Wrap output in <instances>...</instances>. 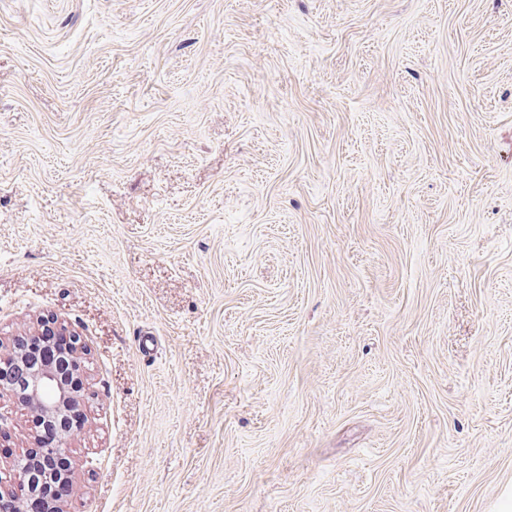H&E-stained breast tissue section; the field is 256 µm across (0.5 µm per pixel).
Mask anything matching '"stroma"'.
<instances>
[{
    "label": "stroma",
    "instance_id": "stroma-1",
    "mask_svg": "<svg viewBox=\"0 0 512 512\" xmlns=\"http://www.w3.org/2000/svg\"><path fill=\"white\" fill-rule=\"evenodd\" d=\"M50 316L64 512H512V0H0V343Z\"/></svg>",
    "mask_w": 512,
    "mask_h": 512
}]
</instances>
